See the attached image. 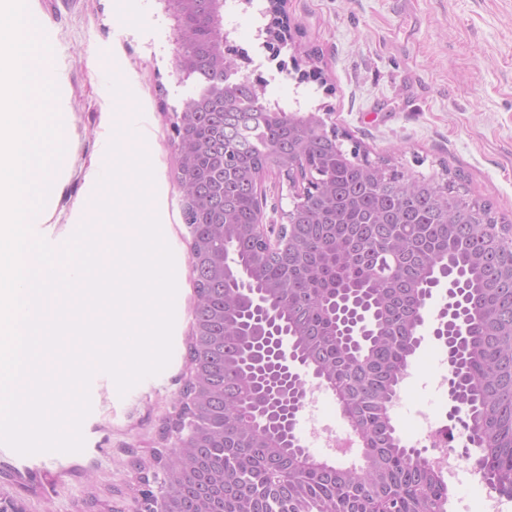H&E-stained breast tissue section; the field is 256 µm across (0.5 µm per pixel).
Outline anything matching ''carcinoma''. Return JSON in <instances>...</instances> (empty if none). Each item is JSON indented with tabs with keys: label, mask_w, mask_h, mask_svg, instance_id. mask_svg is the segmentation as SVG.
Returning <instances> with one entry per match:
<instances>
[{
	"label": "carcinoma",
	"mask_w": 512,
	"mask_h": 512,
	"mask_svg": "<svg viewBox=\"0 0 512 512\" xmlns=\"http://www.w3.org/2000/svg\"><path fill=\"white\" fill-rule=\"evenodd\" d=\"M232 120L240 136L219 138L212 112L194 133L217 140L195 164L190 234L236 274L218 281L192 272L197 292L189 361L206 385L195 414V454L168 456L174 485L152 493L151 512H445L448 484L424 455L402 443L392 416L420 348L428 297L448 283L442 337L451 394L482 448L480 472L512 497V224L490 203L467 199L456 181L394 173L376 181L334 143L292 129L289 113H266L243 84ZM320 173L293 213V245L268 255L249 236L212 227L214 206L253 223L256 183L244 173L288 153ZM415 181L412 194L402 182ZM455 213L456 224L448 223ZM269 323L274 334L249 329ZM288 337V353L277 337ZM315 371L339 395L343 417L365 442L355 465L308 458L287 419L301 407L302 372Z\"/></svg>",
	"instance_id": "carcinoma-1"
}]
</instances>
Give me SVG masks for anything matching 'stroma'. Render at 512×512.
Here are the masks:
<instances>
[{
    "instance_id": "obj_1",
    "label": "stroma",
    "mask_w": 512,
    "mask_h": 512,
    "mask_svg": "<svg viewBox=\"0 0 512 512\" xmlns=\"http://www.w3.org/2000/svg\"><path fill=\"white\" fill-rule=\"evenodd\" d=\"M112 4L29 0L53 50L45 75L66 103L55 206L39 231L55 246L68 240L92 210V176L106 164L116 125L142 128L140 143L154 157V207L175 256L173 353L164 371L130 394L119 395L106 373L93 376L82 452L22 456L0 445V498L19 512H128L131 463L150 459L185 381L196 294L174 122L197 82L176 70V22L164 0H130L122 17ZM286 11L284 40L268 33V0H231L224 11L239 73L264 104L316 114L336 127L344 150L400 172L429 178L450 171L470 197L512 223V0H288ZM116 56L124 61L117 81ZM260 191L264 223H285L295 194L285 173L269 169ZM444 354L442 340L426 336L413 359L419 376L400 433L413 430L416 409H435L425 383Z\"/></svg>"
}]
</instances>
